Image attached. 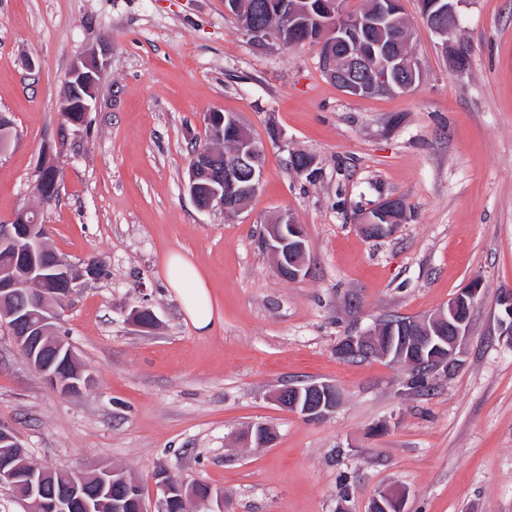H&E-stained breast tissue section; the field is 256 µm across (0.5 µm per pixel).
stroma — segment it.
Returning a JSON list of instances; mask_svg holds the SVG:
<instances>
[{
	"label": "stroma",
	"instance_id": "obj_1",
	"mask_svg": "<svg viewBox=\"0 0 512 512\" xmlns=\"http://www.w3.org/2000/svg\"><path fill=\"white\" fill-rule=\"evenodd\" d=\"M422 80L409 92L352 97L324 75L317 45L253 44L224 0H0V224L35 210L51 249L106 276L67 302L59 331L93 382L62 396L0 328V423L29 459L58 471L124 470L148 512L164 469L223 491L224 512H369L379 490L406 512H512V0H464L450 43L403 0ZM104 64L83 125L59 100L74 61ZM231 112L263 143L264 178L240 214L199 210L184 188L203 117ZM316 158L307 178L290 153ZM57 197L34 189L44 158ZM404 201L390 238L361 214ZM287 211L303 224L309 271L280 277L261 244ZM198 267L217 322L200 333L166 278L170 255ZM481 290L451 371L430 390L410 369L345 360V338L391 317ZM147 305L158 325L128 322ZM325 382L339 400L309 419L275 390ZM268 426L269 446L244 444ZM406 220L407 213L401 199L388 196L381 197L371 209L363 213L357 226L360 233L367 238L384 239L393 236Z\"/></svg>",
	"mask_w": 512,
	"mask_h": 512
}]
</instances>
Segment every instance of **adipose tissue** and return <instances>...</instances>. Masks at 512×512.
<instances>
[{
  "label": "adipose tissue",
  "mask_w": 512,
  "mask_h": 512,
  "mask_svg": "<svg viewBox=\"0 0 512 512\" xmlns=\"http://www.w3.org/2000/svg\"><path fill=\"white\" fill-rule=\"evenodd\" d=\"M168 281L180 295L186 315L202 331L214 325L212 295L198 268L183 256L171 255L167 263Z\"/></svg>",
  "instance_id": "1"
}]
</instances>
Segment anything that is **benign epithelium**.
Returning a JSON list of instances; mask_svg holds the SVG:
<instances>
[{
    "mask_svg": "<svg viewBox=\"0 0 512 512\" xmlns=\"http://www.w3.org/2000/svg\"><path fill=\"white\" fill-rule=\"evenodd\" d=\"M464 0H423L421 13L429 27L441 38H449L457 27L458 7ZM241 0H224L225 11L234 16L247 36L258 46L266 45L269 30L253 21L240 8ZM336 0H299L281 15L280 29L289 33L291 41L311 23H316L318 41L336 42ZM401 0H382L381 8L367 19H358L364 26H377L401 15ZM366 65L371 79L364 86L347 89L353 93H391L405 88L401 76L415 77L419 64L409 55H395L386 47H378L367 56L355 59ZM102 79V64L94 55L75 62L69 72L60 111L91 110L97 100ZM208 145L197 150L188 171L186 189L202 211L221 209L236 213L245 209L263 180V146L255 141L247 128L233 113L208 112L203 118ZM234 138V150L220 169L213 167L215 150L224 144V137ZM407 213L398 197H382L362 214L358 224L362 235L370 239L393 236L406 223ZM46 225L33 216L17 215L9 224H0V327H7L13 341L27 363L51 386L75 396L89 386L73 347L59 335L57 323L61 295L57 284L67 285L73 294L85 280L101 278L99 267L73 268L50 252L40 230ZM274 259L279 276L295 280L306 274L308 243L304 227L288 211L279 213L266 225L263 240ZM478 288L463 289L448 299V305L436 312L389 325L387 335L375 328L359 336L346 338L338 353L344 357L366 355L424 367L449 371L456 365L457 349L469 325L470 311ZM331 385L311 383L305 387L289 386L277 390L273 400L285 410L307 418H319L335 408L330 401ZM0 446L10 449L16 458L27 457L25 447L14 430L0 424ZM52 470L42 468L31 477L25 491L18 496L34 508V512H71L75 504L90 506L97 498L83 475H73L56 494H46L55 485ZM161 492L158 512H167L175 496L185 497L186 484L167 471L157 475ZM405 492L384 489L373 499L371 512H404Z\"/></svg>",
    "mask_w": 512,
    "mask_h": 512,
    "instance_id": "obj_1",
    "label": "benign epithelium"
}]
</instances>
